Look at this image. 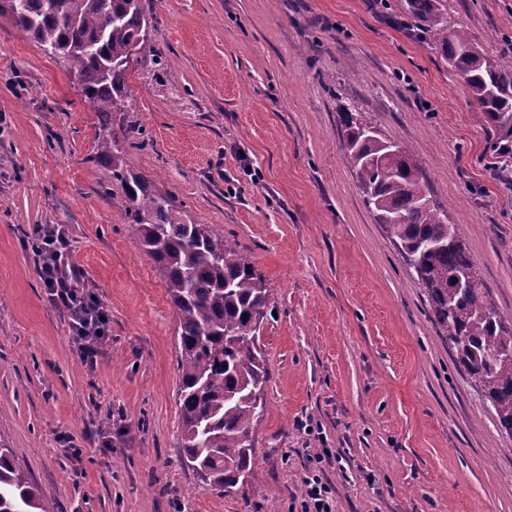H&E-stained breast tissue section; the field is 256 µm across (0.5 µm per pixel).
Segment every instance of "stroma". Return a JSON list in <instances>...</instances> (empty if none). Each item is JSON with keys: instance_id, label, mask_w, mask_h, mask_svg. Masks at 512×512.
<instances>
[{"instance_id": "obj_1", "label": "stroma", "mask_w": 512, "mask_h": 512, "mask_svg": "<svg viewBox=\"0 0 512 512\" xmlns=\"http://www.w3.org/2000/svg\"><path fill=\"white\" fill-rule=\"evenodd\" d=\"M512 67V0H447ZM125 111L132 169L267 278L270 372L245 494L178 456L177 318L105 190L99 121L68 62L0 19V444L57 512H300L308 456L335 512H512V437L442 338L422 288L365 209L340 109L416 148L434 197L512 319V178L454 69L399 0H143ZM170 66L161 74L160 66ZM58 227L107 317L95 367L26 245ZM83 450L81 463L71 446Z\"/></svg>"}]
</instances>
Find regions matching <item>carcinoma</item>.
Wrapping results in <instances>:
<instances>
[{
  "instance_id": "cac0c4a2",
  "label": "carcinoma",
  "mask_w": 512,
  "mask_h": 512,
  "mask_svg": "<svg viewBox=\"0 0 512 512\" xmlns=\"http://www.w3.org/2000/svg\"><path fill=\"white\" fill-rule=\"evenodd\" d=\"M403 12L439 45L460 75L479 119L491 124L498 155L512 157V68L466 31L448 27L444 0H404ZM0 17L60 56L99 116L97 160L111 169L107 192L136 243L165 277L178 320L177 396L181 458L202 484L224 495L244 488L255 465L251 428L265 411L269 371L260 344L270 313L268 281L236 244L192 224L170 192L127 165L111 117L126 108L130 60L146 52L151 22L143 0H0ZM344 162L366 209L397 246L423 288L434 321L473 385L512 435V326L476 272L466 239L429 187L419 153L378 134L349 108ZM0 512H55L25 464L0 446Z\"/></svg>"
}]
</instances>
